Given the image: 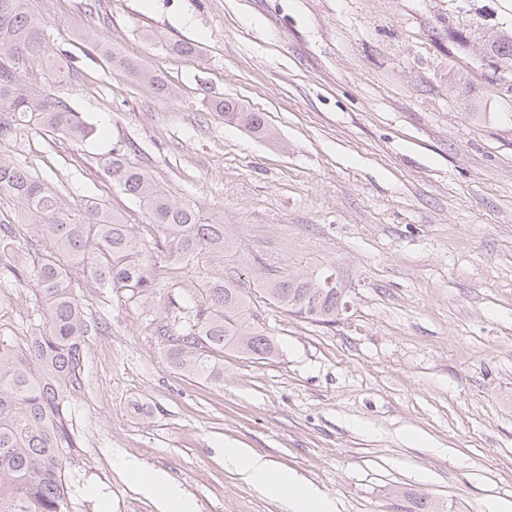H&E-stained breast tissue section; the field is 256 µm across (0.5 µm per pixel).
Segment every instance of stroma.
Segmentation results:
<instances>
[{
	"label": "stroma",
	"instance_id": "obj_1",
	"mask_svg": "<svg viewBox=\"0 0 512 512\" xmlns=\"http://www.w3.org/2000/svg\"><path fill=\"white\" fill-rule=\"evenodd\" d=\"M70 76L32 64L97 133L77 147L40 131L0 156L97 201L161 239L99 164L111 150L145 170L236 248L160 269L154 307L80 292L98 326L71 401L70 512H160L119 460L177 484L197 512H283L224 466L227 445L264 455L332 499L335 512H437L512 503V93L482 48L448 39L481 17L512 27V0H29ZM164 73L175 93L114 70L93 37ZM196 44L191 56L168 43ZM262 113L260 140L212 113ZM332 269L350 306L333 325L252 291L279 353L224 352L213 384L175 369L160 320L204 308L215 274L254 258ZM181 308L168 315L169 297ZM32 283L0 258V334L29 335Z\"/></svg>",
	"mask_w": 512,
	"mask_h": 512
}]
</instances>
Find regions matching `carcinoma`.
<instances>
[{
	"label": "carcinoma",
	"instance_id": "obj_1",
	"mask_svg": "<svg viewBox=\"0 0 512 512\" xmlns=\"http://www.w3.org/2000/svg\"><path fill=\"white\" fill-rule=\"evenodd\" d=\"M474 34L484 53L512 71V31L487 32L473 22L467 29H454L448 40L465 47ZM0 49L7 52L0 58V141L44 130L80 145L94 135L95 128L65 100L26 84L27 65L48 55L44 25L29 11L27 0H0ZM94 49L111 66L147 81L157 95L173 93L165 75L142 68L100 40ZM214 110L257 139L272 136L261 113L233 100L215 102ZM102 164L114 185L145 206L163 242L144 239L135 225L99 202L82 210L71 208L63 190L25 165L0 157V195L14 201L18 221L47 243L45 251L32 252L20 245L12 227L0 226V255L32 279L42 309L41 323L22 341L0 336V512H68L65 468L75 450L69 403L85 388V343L94 327L76 288L122 290L147 304L156 288L157 252L173 266L234 247L224 225L202 223L194 209L160 189L123 155L114 152ZM330 273L291 274L259 261L252 283L289 314L331 324L344 310L346 294L322 285ZM205 292V308L181 332L160 326L171 366L216 383L223 379L219 357L226 348L259 358L277 354L274 340L256 324L241 280L214 276Z\"/></svg>",
	"mask_w": 512,
	"mask_h": 512
}]
</instances>
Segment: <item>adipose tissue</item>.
Masks as SVG:
<instances>
[{
	"label": "adipose tissue",
	"mask_w": 512,
	"mask_h": 512,
	"mask_svg": "<svg viewBox=\"0 0 512 512\" xmlns=\"http://www.w3.org/2000/svg\"><path fill=\"white\" fill-rule=\"evenodd\" d=\"M224 465L234 470L249 486L280 500L287 512H334L332 502L326 497L251 449L226 447ZM126 469L140 487L158 502L162 512H196L192 498L162 475L133 463L127 464Z\"/></svg>",
	"instance_id": "1"
}]
</instances>
